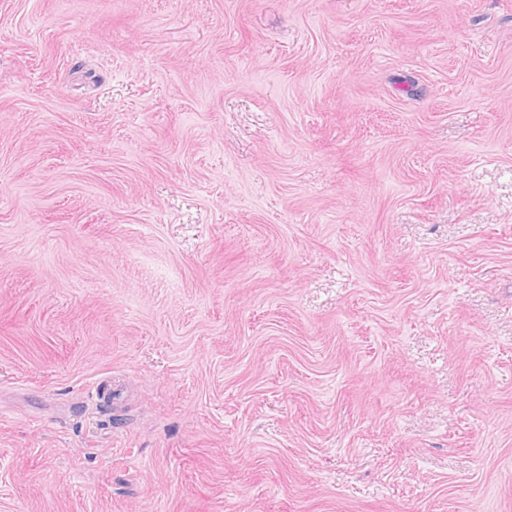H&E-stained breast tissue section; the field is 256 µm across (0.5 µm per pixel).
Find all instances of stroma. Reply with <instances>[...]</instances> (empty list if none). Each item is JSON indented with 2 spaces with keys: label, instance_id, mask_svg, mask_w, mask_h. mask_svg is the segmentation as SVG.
I'll use <instances>...</instances> for the list:
<instances>
[{
  "label": "stroma",
  "instance_id": "1",
  "mask_svg": "<svg viewBox=\"0 0 512 512\" xmlns=\"http://www.w3.org/2000/svg\"><path fill=\"white\" fill-rule=\"evenodd\" d=\"M0 512H512V0H0Z\"/></svg>",
  "mask_w": 512,
  "mask_h": 512
}]
</instances>
